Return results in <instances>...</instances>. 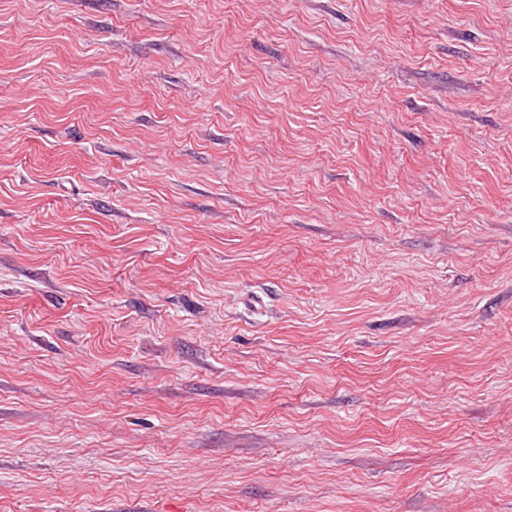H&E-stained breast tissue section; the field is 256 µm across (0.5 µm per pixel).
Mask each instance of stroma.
I'll use <instances>...</instances> for the list:
<instances>
[{
    "label": "stroma",
    "instance_id": "stroma-1",
    "mask_svg": "<svg viewBox=\"0 0 512 512\" xmlns=\"http://www.w3.org/2000/svg\"><path fill=\"white\" fill-rule=\"evenodd\" d=\"M0 512H512V0H0Z\"/></svg>",
    "mask_w": 512,
    "mask_h": 512
}]
</instances>
